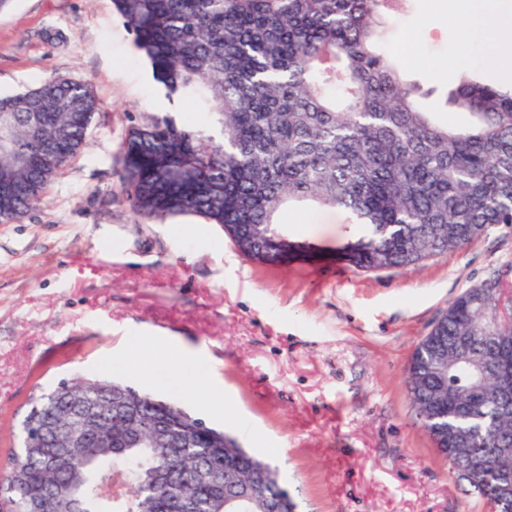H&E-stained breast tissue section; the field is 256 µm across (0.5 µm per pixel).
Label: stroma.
Instances as JSON below:
<instances>
[{"label": "stroma", "instance_id": "obj_1", "mask_svg": "<svg viewBox=\"0 0 512 512\" xmlns=\"http://www.w3.org/2000/svg\"><path fill=\"white\" fill-rule=\"evenodd\" d=\"M451 26L408 0L387 48L405 79L453 88ZM86 84L100 102L80 152L22 222L0 224V459L20 445L31 401L59 380L112 374L181 400L277 466L296 512H481L455 481L412 406L405 377L423 336L464 290L512 278V226L421 265L366 273L342 254L356 240L341 213L284 210L301 244L269 267L222 228L192 216L135 217L116 162L140 115L203 116L169 102L112 0H11L0 10V95L47 79ZM140 331L145 348L122 338ZM210 357L207 387L142 378L144 354Z\"/></svg>", "mask_w": 512, "mask_h": 512}]
</instances>
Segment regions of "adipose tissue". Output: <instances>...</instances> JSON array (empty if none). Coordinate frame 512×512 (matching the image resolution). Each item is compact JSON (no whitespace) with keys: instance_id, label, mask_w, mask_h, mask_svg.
Listing matches in <instances>:
<instances>
[{"instance_id":"1","label":"adipose tissue","mask_w":512,"mask_h":512,"mask_svg":"<svg viewBox=\"0 0 512 512\" xmlns=\"http://www.w3.org/2000/svg\"><path fill=\"white\" fill-rule=\"evenodd\" d=\"M448 12L453 21L455 64H470L468 48L479 34L493 32L505 39L512 38V0H448ZM140 373L147 380L159 379L181 388L212 382L209 365L190 351L150 362L141 367Z\"/></svg>"}]
</instances>
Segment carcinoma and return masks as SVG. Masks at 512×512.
Here are the masks:
<instances>
[{"label": "carcinoma", "instance_id": "obj_1", "mask_svg": "<svg viewBox=\"0 0 512 512\" xmlns=\"http://www.w3.org/2000/svg\"><path fill=\"white\" fill-rule=\"evenodd\" d=\"M408 0H112L168 101L205 115L194 125L148 114L121 139L122 195L133 215H194L219 224L248 259L288 260L293 240L278 217L295 204L339 210L359 238L343 260L364 272L407 268L512 224V88L461 69L449 103L464 124H439L423 87L395 68L388 30ZM99 104L80 82L47 80L0 97V224L19 223L80 150ZM478 287L493 311L498 289ZM473 289L457 296L418 343L406 385L422 427L456 480L485 512H500L496 487L512 477V321L477 315ZM458 347L479 358L448 365ZM99 418L84 445L33 446L48 417L80 403ZM21 453L0 490L13 512H153L161 498L190 494L197 512H226L198 479L207 468L246 481L267 473L245 512L288 495L277 471L238 440L181 405L98 376L60 382L23 420ZM177 434L178 453L170 454ZM470 437L459 454L460 436ZM486 467L471 479L470 460ZM172 472L165 484L153 472ZM55 493H47V488Z\"/></svg>", "mask_w": 512, "mask_h": 512}]
</instances>
